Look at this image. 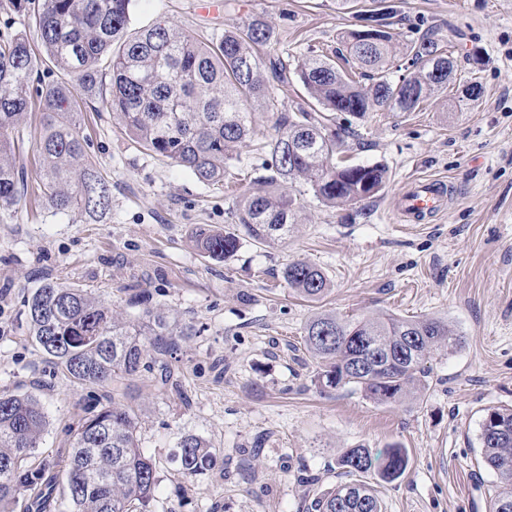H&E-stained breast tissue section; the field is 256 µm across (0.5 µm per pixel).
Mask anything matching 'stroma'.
<instances>
[{"mask_svg":"<svg viewBox=\"0 0 512 512\" xmlns=\"http://www.w3.org/2000/svg\"><path fill=\"white\" fill-rule=\"evenodd\" d=\"M216 13L198 0H137L134 27L163 22L206 36L258 18L274 32L261 58L287 55L296 67L313 52L339 48L357 12L372 0H222ZM25 31L40 43L30 0H0V35ZM399 39L437 31L451 47L461 82L412 112L342 113L345 155L388 171L378 194L353 204L319 202L303 184L292 193L298 222L272 247L243 243L229 259L199 253L196 225H233L236 197L271 160L262 145L276 117L254 114L255 133L226 166L224 184L199 182L133 143L123 126L79 86L88 154L112 180V209L92 221L51 216L33 198L0 215V389L31 392L48 413L41 452L64 464L69 428L89 395L62 380L26 334L22 300L51 278L93 290L113 314L140 310L132 289L150 293L194 337L171 354L181 395L140 377L132 395L142 409L140 434L160 476L156 512H312L311 502L337 484L336 461L348 448H404L408 467L387 482L368 480L383 512H489L499 479L483 467L485 408H512V0H404L391 27ZM482 88L462 111L463 79ZM416 178L449 187L445 208L420 224L400 223L398 198ZM293 261L322 268L327 294L309 301L281 271ZM344 318L393 313L438 316L462 338L437 351L424 393L378 404L350 389L319 391L315 361L303 346L315 314ZM195 434L216 453L214 466L187 477L173 457L178 439Z\"/></svg>","mask_w":512,"mask_h":512,"instance_id":"stroma-1","label":"stroma"}]
</instances>
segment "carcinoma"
Here are the masks:
<instances>
[{
	"mask_svg": "<svg viewBox=\"0 0 512 512\" xmlns=\"http://www.w3.org/2000/svg\"><path fill=\"white\" fill-rule=\"evenodd\" d=\"M134 7V0H39L34 18L44 62L100 100L141 148L206 185L221 186L226 161L253 133L254 112H279L273 87L288 81V64L280 56L265 64L256 53V47L272 42L273 31L256 18L207 39L159 22L133 29ZM395 13V5L381 0L366 17L373 25L345 32L342 49L313 54L297 65L306 105L280 112L276 135L266 144L271 174L235 201L244 233L199 228L194 242L201 254L226 260L244 236L269 246L286 240L297 205L288 185L295 182L330 206L382 190L385 167L338 159L349 130L329 128L327 113L412 112L448 88L456 67L453 53L432 33L396 42L388 30ZM36 72L26 32L0 39V214L27 193L18 134ZM36 91L42 102L38 186L47 209L54 215L106 214L112 206L111 182L86 152L81 109L69 83L53 81ZM282 278L313 301L329 288L325 272L304 261L286 265ZM134 305L142 308V319L124 321L85 289L47 278L24 297L23 314L29 338L67 381L110 384L116 391L123 381L148 373L168 389L174 386L171 369L151 349L159 344L171 349L177 339L195 332L189 326L173 332L168 316L150 308L143 293L134 296ZM460 343L441 318L388 313L343 319L322 312L307 322L303 336L306 352L317 363L315 386L322 391L350 387L379 404L423 391L432 353ZM139 419L138 407L115 398L86 406L68 463L46 482L50 462L39 448L48 414L35 394L1 389L0 512H16L22 496L28 497L27 508H39L55 493L57 512H152L159 476L153 458L141 448ZM480 440L483 466L500 478L492 512H512V409H484ZM176 457L182 474L196 476L211 469L215 454L204 439L185 434L176 444ZM407 465L406 452L397 446L377 454L349 448L337 461L349 481L316 499L313 512H382L365 476L375 469L382 479L394 481Z\"/></svg>",
	"mask_w": 512,
	"mask_h": 512,
	"instance_id": "cac0c4a2",
	"label": "carcinoma"
}]
</instances>
